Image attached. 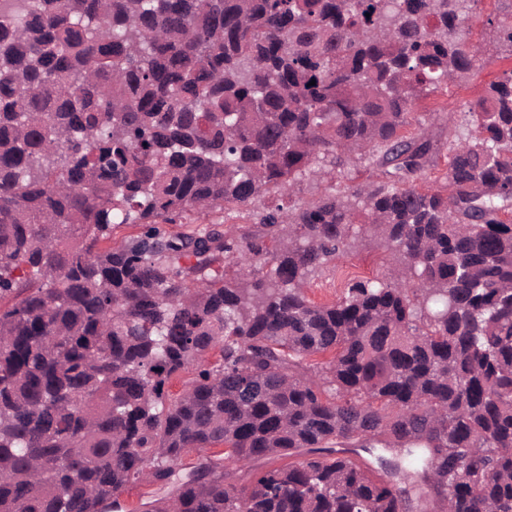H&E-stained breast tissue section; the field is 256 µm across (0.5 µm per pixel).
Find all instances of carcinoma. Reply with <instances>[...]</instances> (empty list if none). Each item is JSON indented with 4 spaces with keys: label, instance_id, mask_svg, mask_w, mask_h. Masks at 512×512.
<instances>
[{
    "label": "carcinoma",
    "instance_id": "1",
    "mask_svg": "<svg viewBox=\"0 0 512 512\" xmlns=\"http://www.w3.org/2000/svg\"><path fill=\"white\" fill-rule=\"evenodd\" d=\"M12 3L0 512H121L145 476L147 512H512V72L448 132L447 195L410 185L440 148L402 134L472 71L478 0ZM488 24L512 53V4ZM366 160L383 180L238 235L159 228ZM121 224L144 231L108 244ZM367 238L389 279L311 302L307 278ZM220 446L297 461L242 488L214 455L178 469ZM157 486L147 478L129 486L120 496V502L125 512H143L145 503L156 498Z\"/></svg>",
    "mask_w": 512,
    "mask_h": 512
}]
</instances>
